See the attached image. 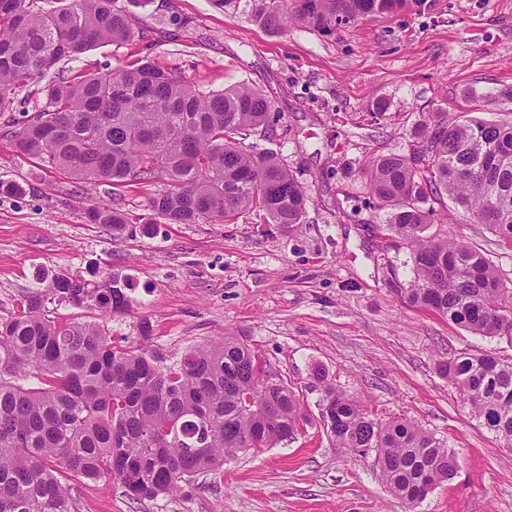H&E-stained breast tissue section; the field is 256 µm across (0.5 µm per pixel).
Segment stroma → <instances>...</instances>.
Masks as SVG:
<instances>
[{
    "label": "stroma",
    "instance_id": "obj_1",
    "mask_svg": "<svg viewBox=\"0 0 512 512\" xmlns=\"http://www.w3.org/2000/svg\"><path fill=\"white\" fill-rule=\"evenodd\" d=\"M147 35L104 44L56 64L65 76L149 58L204 92L263 90L269 137L308 205L293 232L261 213L235 223L169 224L144 192H114L40 166L0 137V316L16 313L41 279L127 277L129 306L108 320L130 345L149 321L153 347L179 353L232 334L258 353L300 400L308 424L294 439L238 454L178 494L123 495L117 480L77 484L78 512H512V450L488 429L438 369L460 352L512 357V341L481 336L404 304L410 247L387 228L364 169L404 153L421 120L460 113L512 123L492 96L512 85V0H425L323 36L256 24L251 0H118ZM115 197L131 222L121 235L89 223ZM433 232L486 254L512 279V249L470 223L451 200ZM324 371L376 419H407L454 450L459 469L416 509L387 491L369 458L336 445L320 419Z\"/></svg>",
    "mask_w": 512,
    "mask_h": 512
}]
</instances>
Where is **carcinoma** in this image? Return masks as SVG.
Instances as JSON below:
<instances>
[{
  "instance_id": "1",
  "label": "carcinoma",
  "mask_w": 512,
  "mask_h": 512,
  "mask_svg": "<svg viewBox=\"0 0 512 512\" xmlns=\"http://www.w3.org/2000/svg\"><path fill=\"white\" fill-rule=\"evenodd\" d=\"M409 0H254L253 19L272 33L288 26L330 35L360 18L389 15ZM145 38L117 0H0V112L15 89L37 85L46 105L3 135L23 155L88 184L164 189L148 199L169 224L233 223L263 212L265 222L303 223L307 197L272 151L244 139L266 132L263 91L233 85L205 93L141 60L73 78L44 81L62 60L106 43ZM411 152L366 169L389 230L411 247L413 278L403 303L475 334L512 340V285L489 257L446 234H427L433 208L448 196L512 249V124L467 118L425 122ZM93 224L119 232L128 213L100 201ZM118 273L91 283L57 274L0 317V512H78L72 484L112 477L133 500L173 493L239 452L261 451L303 430L306 417L287 383L263 379V361L235 336L183 352L169 363L140 343L116 346L106 319L128 307ZM98 312L58 322L45 298ZM469 397L471 412L512 446V359L459 353L441 363ZM323 383L329 436L359 457L374 456L388 492L415 508L459 467L455 451L407 420L379 422L356 400Z\"/></svg>"
}]
</instances>
